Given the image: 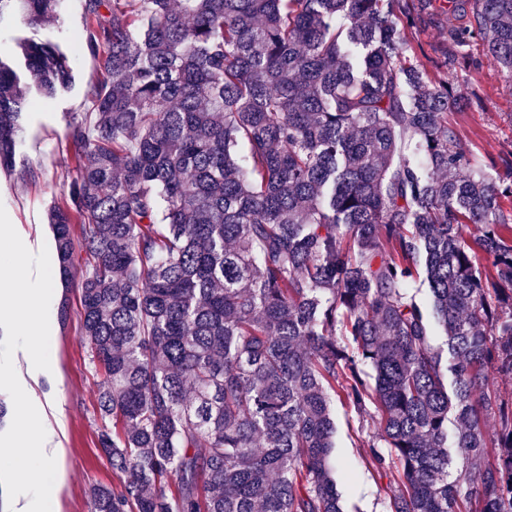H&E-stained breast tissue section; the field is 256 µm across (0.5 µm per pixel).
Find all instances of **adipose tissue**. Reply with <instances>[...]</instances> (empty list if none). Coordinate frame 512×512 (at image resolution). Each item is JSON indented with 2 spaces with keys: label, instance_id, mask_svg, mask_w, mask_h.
Masks as SVG:
<instances>
[{
  "label": "adipose tissue",
  "instance_id": "obj_1",
  "mask_svg": "<svg viewBox=\"0 0 512 512\" xmlns=\"http://www.w3.org/2000/svg\"><path fill=\"white\" fill-rule=\"evenodd\" d=\"M0 262L20 268L23 258L14 246V237L0 225ZM60 277L53 260H45L36 277L22 272L16 286L0 289V320L21 326L23 346L18 357L0 360V393L24 390L25 405L19 426L26 436L9 465L18 471L29 467L40 470L39 481L15 502L14 512H57L59 495L65 483L61 465L64 456L60 437L63 414L50 403L37 399L42 378L54 370L52 357L53 325Z\"/></svg>",
  "mask_w": 512,
  "mask_h": 512
}]
</instances>
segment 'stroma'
<instances>
[{"instance_id":"stroma-1","label":"stroma","mask_w":512,"mask_h":512,"mask_svg":"<svg viewBox=\"0 0 512 512\" xmlns=\"http://www.w3.org/2000/svg\"><path fill=\"white\" fill-rule=\"evenodd\" d=\"M85 5L86 0H60L58 16L51 22L31 28L17 17L0 29V59L22 67L20 38L50 40L67 49L73 74L71 84L54 97L29 93L15 169H0V225H12L16 241L27 242V262L33 269L42 259L37 239L50 231V208L68 202V186L77 174L68 150L69 134L73 123L84 120L91 110L89 85L102 64L101 56L73 43L85 25ZM469 52L481 64L453 74L459 95L448 111V120L457 128L463 148L482 163L512 150V80L483 62L480 43H473ZM77 282V277H70L60 288L53 329L56 371L43 380L40 392L41 399L64 413L62 445L67 478L59 497V512H92L89 489L109 487L117 481L99 444L102 420L97 394L102 377L90 361L79 315ZM334 419L335 456L342 472L338 491L344 512H386L383 491L389 479L367 468L364 460L368 445L377 440V418L358 414L339 401L334 406Z\"/></svg>"}]
</instances>
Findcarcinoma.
Masks as SVG:
<instances>
[{"label": "carcinoma", "mask_w": 512, "mask_h": 512, "mask_svg": "<svg viewBox=\"0 0 512 512\" xmlns=\"http://www.w3.org/2000/svg\"><path fill=\"white\" fill-rule=\"evenodd\" d=\"M58 2L0 0V25ZM436 2L86 0L102 67L49 220L63 276L83 271L120 478L93 512H343L336 399L380 415L391 512H512V399L490 382L512 380V151L475 168L456 90L405 38L445 29L447 69L478 42L512 78V0ZM19 44L43 96L65 88L56 43ZM28 93L0 60L1 169Z\"/></svg>", "instance_id": "1"}]
</instances>
